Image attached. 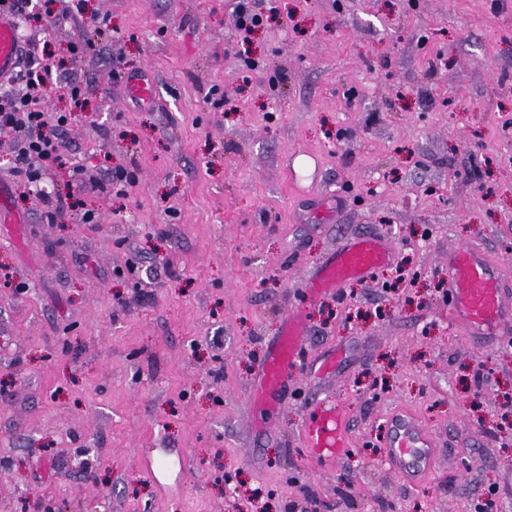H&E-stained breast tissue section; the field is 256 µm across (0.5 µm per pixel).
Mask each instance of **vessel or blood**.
Returning <instances> with one entry per match:
<instances>
[{"mask_svg": "<svg viewBox=\"0 0 512 512\" xmlns=\"http://www.w3.org/2000/svg\"><path fill=\"white\" fill-rule=\"evenodd\" d=\"M22 61V48L14 26L0 22V78L13 74ZM390 259L388 244L380 238H355L336 251L308 284L309 299L334 291L352 277L368 276ZM448 297L456 319L476 338L495 336L512 325V297L508 296L489 261L479 250L454 248L448 252ZM304 328L300 317L289 318L277 346L264 364L254 391L264 405L280 403L284 374L304 361ZM386 458L400 478L415 481L425 475L436 458L431 435L408 415L388 419ZM303 443L317 460L328 463L347 445L340 413L335 406L320 405L301 430Z\"/></svg>", "mask_w": 512, "mask_h": 512, "instance_id": "1", "label": "vessel or blood"}]
</instances>
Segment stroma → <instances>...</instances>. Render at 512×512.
Listing matches in <instances>:
<instances>
[{
    "label": "stroma",
    "mask_w": 512,
    "mask_h": 512,
    "mask_svg": "<svg viewBox=\"0 0 512 512\" xmlns=\"http://www.w3.org/2000/svg\"><path fill=\"white\" fill-rule=\"evenodd\" d=\"M254 7L248 36L232 0H83L41 31L59 53L109 36L75 72L81 182L20 187L0 130V512H474L490 486L512 512V348L440 298L459 246L512 287V0ZM118 168L135 184L103 192ZM55 193L96 223H46ZM362 235L391 261L307 300ZM293 313L308 367L268 414L252 388ZM325 397L331 465L300 439ZM395 413L438 448L414 484L385 461Z\"/></svg>",
    "instance_id": "1"
}]
</instances>
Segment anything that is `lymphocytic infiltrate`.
Here are the masks:
<instances>
[{
	"label": "lymphocytic infiltrate",
	"instance_id": "lymphocytic-infiltrate-1",
	"mask_svg": "<svg viewBox=\"0 0 512 512\" xmlns=\"http://www.w3.org/2000/svg\"><path fill=\"white\" fill-rule=\"evenodd\" d=\"M67 61L52 59L50 50H43L41 58H30L26 69L0 86V129L14 135L13 172L22 182L37 183L48 168L66 169L74 176L81 173L69 158L63 132L70 112L85 108L83 86L75 81L63 85L70 100L69 112L51 116L45 109L49 92L58 85L57 75L67 70Z\"/></svg>",
	"mask_w": 512,
	"mask_h": 512
}]
</instances>
